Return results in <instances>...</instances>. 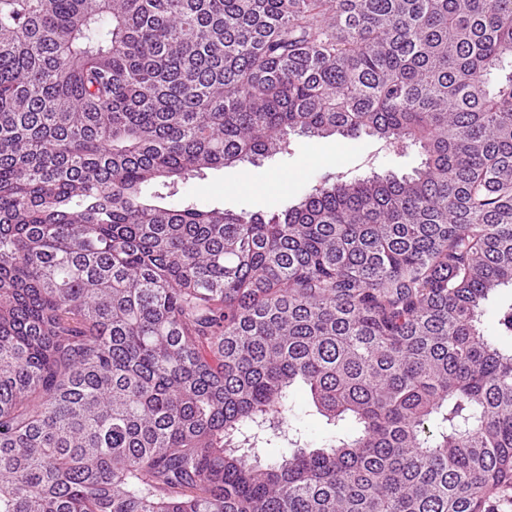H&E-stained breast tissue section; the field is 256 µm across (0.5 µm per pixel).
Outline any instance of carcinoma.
<instances>
[{"label":"carcinoma","mask_w":512,"mask_h":512,"mask_svg":"<svg viewBox=\"0 0 512 512\" xmlns=\"http://www.w3.org/2000/svg\"><path fill=\"white\" fill-rule=\"evenodd\" d=\"M292 132L422 165L271 215L146 193ZM500 288L512 0H0V512H492ZM512 297L511 288L500 289L485 305L481 317L482 325L487 333H492L497 324V309L501 303L508 302ZM293 417L296 423H300L308 433L314 446H319L326 430L322 419L315 414L310 405V399L306 391L297 390L293 394Z\"/></svg>","instance_id":"1"}]
</instances>
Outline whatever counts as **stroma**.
<instances>
[{
    "label": "stroma",
    "instance_id": "stroma-1",
    "mask_svg": "<svg viewBox=\"0 0 512 512\" xmlns=\"http://www.w3.org/2000/svg\"><path fill=\"white\" fill-rule=\"evenodd\" d=\"M283 154L228 168H207L180 183V198L202 206L236 212L271 214L295 203L326 174L355 176L371 171L411 172L420 163L416 152L397 155L376 138L332 135L308 138L290 135Z\"/></svg>",
    "mask_w": 512,
    "mask_h": 512
}]
</instances>
